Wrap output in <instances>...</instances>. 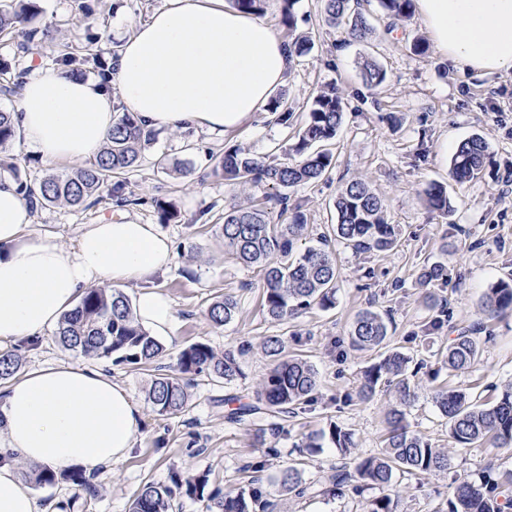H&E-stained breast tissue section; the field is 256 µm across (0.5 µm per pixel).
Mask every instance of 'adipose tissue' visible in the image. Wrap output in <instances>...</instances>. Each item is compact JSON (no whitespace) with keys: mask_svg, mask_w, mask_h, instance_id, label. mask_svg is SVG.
Here are the masks:
<instances>
[{"mask_svg":"<svg viewBox=\"0 0 512 512\" xmlns=\"http://www.w3.org/2000/svg\"><path fill=\"white\" fill-rule=\"evenodd\" d=\"M436 50L462 70L512 71V0H415ZM285 39L226 0H166L120 44L106 77L81 79L38 63L13 115L16 134L49 164H79L107 142L119 112L143 128L236 132L266 107L292 67ZM32 210L0 180V349L58 325L92 285L140 283L139 324L171 340L175 317L151 281L170 270L157 225H84L73 244L26 236ZM143 417L130 393L92 367L57 365L14 376L0 391V512H43L17 462L55 471L118 463Z\"/></svg>","mask_w":512,"mask_h":512,"instance_id":"ef3b65f1","label":"adipose tissue"}]
</instances>
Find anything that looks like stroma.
<instances>
[{"instance_id": "stroma-1", "label": "stroma", "mask_w": 512, "mask_h": 512, "mask_svg": "<svg viewBox=\"0 0 512 512\" xmlns=\"http://www.w3.org/2000/svg\"><path fill=\"white\" fill-rule=\"evenodd\" d=\"M36 23L51 28L53 39L33 55L20 52L17 41L0 39V59L19 66L47 63L70 44L84 41L74 0H34ZM96 30L100 39L91 51L111 59L121 36L146 21L166 0H96ZM374 34L364 42H346L342 29L329 26L320 0H298V29L314 42L297 57L282 91L294 109L292 126L272 123L269 113L256 118L239 133L215 137L194 130L158 131L155 143L142 154L138 167L126 178L143 197L140 205L118 207L111 200L77 209L56 205L34 211L32 233H49L68 244L82 225L109 219L154 224V200L172 203L175 221L163 225L176 257L169 272L153 285L171 302L176 326L174 338L156 366L140 368L97 360L143 409L133 452L110 467L96 470L99 494L87 512H130L145 482L165 484L171 471H210L213 485L230 490L245 476L242 465L266 459L267 489L276 497L275 512H362L372 489L363 494L326 495L327 477L340 464L355 465L364 456L380 452L386 433L385 416L396 403L386 389L373 400L359 401L355 390L362 371L381 360L386 349L355 350L349 333L357 314L380 313L389 328V348L410 357L420 370L414 379L418 397L409 409L413 430L432 447L451 457L448 470L420 476L396 477L389 492L396 512H439L454 487L463 480L512 470V447L485 444L461 450L448 436L445 418L432 396L441 387L461 388L490 400L512 384V312L497 318L481 312L487 288L512 280V195L502 192V179L512 173V72L478 76L456 68L435 50L416 54L411 43L426 37L420 17L390 21L370 5ZM372 56L386 71L376 89L360 75L363 56ZM339 89L344 121L332 142L336 166L323 178L297 187L293 197L306 215V244H315L336 221L334 201L346 180L360 179L384 200L389 223L398 225L395 246L380 255H359L341 241H332L338 278L336 305L317 307L285 321L271 320L260 304L256 272L239 263L224 247L215 227L225 210L248 207L262 197L258 189H234L223 178L210 175L211 158L225 148L239 146L251 154L282 161L295 142L313 98L327 87ZM473 136L488 145L486 164L477 178L457 183L448 176L459 144ZM165 168H157L158 156ZM446 186L452 208L441 215L427 208L428 184ZM440 262L448 271L444 281L421 285L426 265ZM228 293L238 301V314L227 325L213 326L206 307L211 298ZM438 329H431L433 321ZM478 327L483 341L479 362L472 371L457 373L442 365V355L454 330ZM281 337L288 354L300 355L318 372V390L312 405L291 419L287 438L278 440V453L266 457V442L256 437V425L227 422L223 398L254 395L270 366L263 341ZM204 340L216 351L244 349L242 378L224 384L200 379L190 389V408L174 419L159 417L146 399L157 369H172L175 355L186 344ZM23 370L50 365H88V358L62 350L53 329H45L40 344L22 350ZM351 433L349 451L336 449L322 438L321 448L307 454L304 445L329 425ZM299 463L310 486L305 497L278 493L275 479L291 463Z\"/></svg>"}]
</instances>
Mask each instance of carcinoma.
I'll use <instances>...</instances> for the list:
<instances>
[{"label":"carcinoma","mask_w":512,"mask_h":512,"mask_svg":"<svg viewBox=\"0 0 512 512\" xmlns=\"http://www.w3.org/2000/svg\"><path fill=\"white\" fill-rule=\"evenodd\" d=\"M298 0H281V22L293 33L288 43L291 53L299 56L311 48L307 35L295 34L297 20L294 6ZM384 16L409 20L415 13V0H377ZM325 20L332 26L346 27L352 40H361L373 27L363 12V0H321ZM80 20L86 23V41L96 38L94 8L89 0H77ZM35 15L27 0H3L0 3V34L17 29ZM19 48L30 53L50 37L46 29H22ZM57 65L72 72L93 71L103 78L109 65L97 55L81 49L55 59ZM362 79L370 88L381 86L386 71L376 63H368ZM267 111L275 115L276 123L288 125L293 119V107L282 92L274 95ZM343 99L338 90L329 87L313 99L307 119L297 141L289 148L294 159L268 162L249 152L231 147L215 158L211 174L224 178L230 186L265 190L264 202L248 208H233L224 213V223L218 225L224 246L247 265L259 268L261 306L273 320L283 321L314 305L323 310L335 306L337 268L328 236H320V245L299 248L298 242L306 228L305 214L300 203L292 199L295 187L318 180L336 164L334 155L325 144L336 137L343 123ZM15 136L13 113L0 111V145ZM156 140V133L144 130L132 112H122L112 128L104 148L88 166L31 182L19 174V167L10 158L0 157V171L12 175L19 191L37 210L56 204L89 208L102 201L100 192L109 188L112 202L124 207L136 205L139 199L128 189L124 175L139 166L141 152ZM488 147L479 137H471L458 146L451 158L449 175L457 183L473 179L483 169ZM426 206L443 215L451 203L444 185L431 183L424 191ZM334 207L337 223L332 225L334 236L359 254L383 253L396 243L399 228L385 217L384 201L362 180L347 181L336 196ZM288 216L278 224L273 217ZM447 277L444 265L435 263L421 273L427 284ZM481 310L487 316L512 311V282L500 280L483 296ZM238 311V301L231 294L214 297L207 309L209 321L215 326L230 323ZM57 343L65 350L95 359H110L116 364L140 365L159 358L163 345L137 322L130 298L117 288H88L75 307L65 313L55 333ZM388 325L377 312L365 311L357 316L350 330L352 347L372 349L385 344ZM264 348L271 358L270 367L259 383L253 401L241 403L227 412V419L242 422L261 414L266 427L259 429V438L288 435V418L301 406L312 401L318 387V377L307 360L285 353L283 340L267 336ZM480 343L475 332H458L444 354L442 363L449 369L465 373L479 360ZM219 353L208 342L197 340L184 346L176 356L170 374L155 377L146 393L153 410L166 418L186 410L190 401L188 387L195 379L205 377L229 384L242 376L239 357ZM22 365L15 350L0 353V382L11 378ZM385 386L395 392L399 405L386 415V434L381 454L362 459L355 471L342 466L336 469L324 492L343 495L346 488L359 493L366 487L385 489L392 486L396 475H423L448 468V455L431 446L410 429L405 408L417 397L415 384L408 374V358L401 352L390 351L380 361L365 368L358 397L370 400L377 388ZM433 401L440 414L448 420V434L461 448H475L488 442L497 447L512 446V385L502 391L492 403L478 404L471 395L457 389L440 388ZM328 437L337 449L352 447V436L331 423ZM266 468L264 461H248L243 471L249 474L247 484L236 490L219 487L210 492V473H185L175 470L170 483L148 482L137 493L132 512H171L178 496L197 498L205 512H269V493L259 473ZM37 486L66 484L75 490L67 503L68 509L85 507L82 495L97 496L92 477L84 470L58 473L40 468L31 473ZM279 486L302 497L308 486L303 483L296 466L280 472ZM365 512H395L390 495L383 494L365 503ZM447 512H512V471L498 477L483 474L477 480H465L455 487L448 499Z\"/></svg>","instance_id":"1"}]
</instances>
